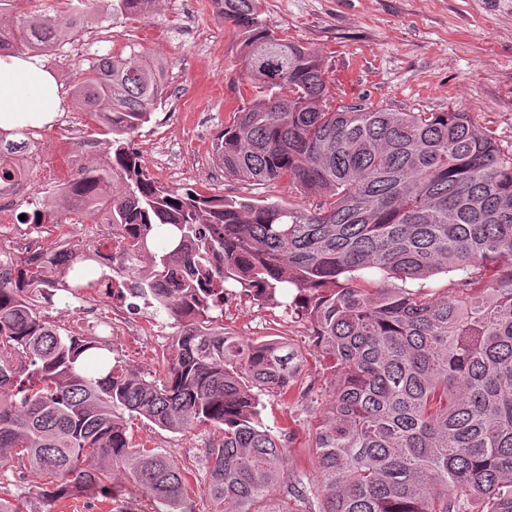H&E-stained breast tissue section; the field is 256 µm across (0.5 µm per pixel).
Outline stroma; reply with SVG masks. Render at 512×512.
I'll list each match as a JSON object with an SVG mask.
<instances>
[{
  "instance_id": "1",
  "label": "stroma",
  "mask_w": 512,
  "mask_h": 512,
  "mask_svg": "<svg viewBox=\"0 0 512 512\" xmlns=\"http://www.w3.org/2000/svg\"><path fill=\"white\" fill-rule=\"evenodd\" d=\"M269 26L322 58L331 93L344 103H369L406 112L470 113L512 153V0H261ZM136 44L166 70L164 99L134 136L145 171L172 190L206 196L247 197L258 204L304 203L286 183L252 185L225 175L212 146L233 111L256 97L243 76L241 35L213 13L212 0H157L147 18L93 24L46 58L64 86H72L79 61L94 53ZM94 121L64 99L54 121L35 134L43 168L34 177L48 190L49 174L70 160L83 139H99ZM283 293L259 299L237 291L224 303V329L245 342L279 339L303 356L301 373L286 397L260 396L258 420L287 434V468L313 473V427L331 399L325 363L313 353L309 322L285 311ZM108 316L112 302L90 293L59 305L40 300L39 310L61 332L111 335L116 355L131 368L158 370L173 333L165 313L131 309L138 333L108 332L84 308ZM135 442L173 459L188 476L187 512H212L201 478L206 451L218 430L174 433L134 420ZM76 512H157L149 497L126 487L111 499H92Z\"/></svg>"
}]
</instances>
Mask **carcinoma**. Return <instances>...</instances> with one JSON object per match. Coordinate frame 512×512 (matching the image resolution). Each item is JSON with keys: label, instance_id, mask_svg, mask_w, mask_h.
Listing matches in <instances>:
<instances>
[{"label": "carcinoma", "instance_id": "obj_1", "mask_svg": "<svg viewBox=\"0 0 512 512\" xmlns=\"http://www.w3.org/2000/svg\"><path fill=\"white\" fill-rule=\"evenodd\" d=\"M59 2L0 24V50L46 56L91 23L92 0ZM153 3L105 0L114 23ZM212 3L242 33L244 76L261 92L217 137L215 161L315 201L257 204L151 180L131 141L165 74L132 45L80 68L74 102L112 139L101 158L72 160L59 188L24 195L35 130H0V195L17 193L23 223L110 224L115 240L113 254L99 242L51 247L17 277L0 261V469L39 476L44 512L110 498L115 483L185 512L183 469L130 439L139 417L222 432L206 452L214 512H512V153L468 112L333 105L320 57L268 26L260 0ZM441 272L458 275L449 294L408 287ZM284 286L331 376L314 479L286 471L283 439L258 422V392L285 396L301 357L221 323L235 289L267 298ZM46 288L165 311L164 376L120 364L107 337L60 334L36 308ZM24 507L0 496V512Z\"/></svg>", "mask_w": 512, "mask_h": 512}]
</instances>
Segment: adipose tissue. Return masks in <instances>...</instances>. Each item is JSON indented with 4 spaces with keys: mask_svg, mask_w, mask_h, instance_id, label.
<instances>
[{
    "mask_svg": "<svg viewBox=\"0 0 512 512\" xmlns=\"http://www.w3.org/2000/svg\"><path fill=\"white\" fill-rule=\"evenodd\" d=\"M65 92L53 71L36 56H0V128H40L52 122Z\"/></svg>",
    "mask_w": 512,
    "mask_h": 512,
    "instance_id": "obj_1",
    "label": "adipose tissue"
}]
</instances>
